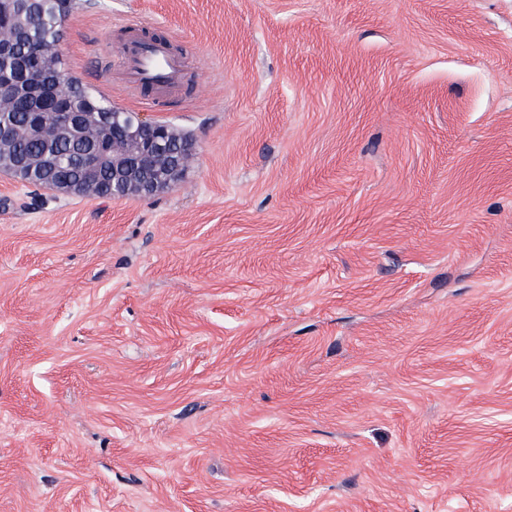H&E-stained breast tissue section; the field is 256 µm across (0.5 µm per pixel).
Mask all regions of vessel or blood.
Masks as SVG:
<instances>
[{
	"label": "vessel or blood",
	"mask_w": 512,
	"mask_h": 512,
	"mask_svg": "<svg viewBox=\"0 0 512 512\" xmlns=\"http://www.w3.org/2000/svg\"><path fill=\"white\" fill-rule=\"evenodd\" d=\"M146 27L143 21L123 23L126 46L121 69L123 84L131 99L153 105L181 93L188 61L175 48L176 36L152 39L146 37Z\"/></svg>",
	"instance_id": "1"
}]
</instances>
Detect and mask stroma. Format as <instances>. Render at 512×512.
Segmentation results:
<instances>
[{"instance_id": "obj_1", "label": "stroma", "mask_w": 512, "mask_h": 512, "mask_svg": "<svg viewBox=\"0 0 512 512\" xmlns=\"http://www.w3.org/2000/svg\"><path fill=\"white\" fill-rule=\"evenodd\" d=\"M56 50L195 157L0 176V512H512V0H78ZM145 21H128L118 25L125 31L126 46L122 51L123 84L131 99L144 105L182 92L188 67L186 56L175 49L176 36L163 39L146 37Z\"/></svg>"}]
</instances>
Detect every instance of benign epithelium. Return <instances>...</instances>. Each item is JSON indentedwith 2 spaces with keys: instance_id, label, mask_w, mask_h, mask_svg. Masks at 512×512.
Returning <instances> with one entry per match:
<instances>
[{
  "instance_id": "benign-epithelium-1",
  "label": "benign epithelium",
  "mask_w": 512,
  "mask_h": 512,
  "mask_svg": "<svg viewBox=\"0 0 512 512\" xmlns=\"http://www.w3.org/2000/svg\"><path fill=\"white\" fill-rule=\"evenodd\" d=\"M35 0H0V23L10 36L0 37V99H11L24 107L27 122L22 133L47 140L52 146L32 156L12 154L13 133L0 129V169L19 173L54 171L60 164L57 145L84 136L94 123L102 129L95 145L83 155L84 178L77 189L92 192L104 166L112 167V179L123 193L147 195L168 182V176L185 167L194 157L193 144L170 150L178 138L169 125L150 121L139 113L114 112L112 121L75 112L64 97L76 81L65 70L54 66L56 53H41L25 62L19 50L26 41Z\"/></svg>"
}]
</instances>
